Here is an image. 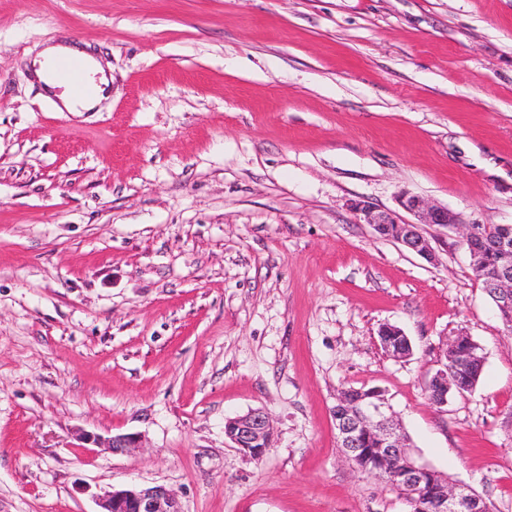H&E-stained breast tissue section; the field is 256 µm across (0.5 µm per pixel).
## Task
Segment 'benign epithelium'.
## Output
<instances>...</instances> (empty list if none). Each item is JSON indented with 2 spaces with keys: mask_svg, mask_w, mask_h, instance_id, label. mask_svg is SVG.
Masks as SVG:
<instances>
[{
  "mask_svg": "<svg viewBox=\"0 0 512 512\" xmlns=\"http://www.w3.org/2000/svg\"><path fill=\"white\" fill-rule=\"evenodd\" d=\"M401 206L417 216L419 222H400L392 214L376 211L366 205L358 206V210L363 213L366 223L377 231L394 227L392 240L422 257L431 255L430 242L420 230L422 224L454 227L461 232L464 241L472 239L469 226L460 222L444 207L428 206L414 195L404 196ZM492 287L497 305H512V269L507 267L497 273ZM401 335V329L392 326L380 330L381 344L387 353L398 357L410 354L409 348L400 347L394 340V337ZM433 381L444 387V391L436 394L437 404H446L448 392L453 388L448 368L439 370ZM335 411L338 441L344 454L348 457L373 454L378 462L379 473L384 477H392L398 492L408 502L419 503L425 497L430 499L431 503L423 508V512H486L485 502L474 491L441 477L434 469L415 459L382 391H372L368 401L354 408L348 391L344 390L337 399ZM226 436L245 454L260 458L271 446L270 418L261 409L231 418L227 421ZM364 438L371 439L375 447H361ZM83 440L96 446L104 444L114 453L141 447L140 437L135 434H117L108 439L85 434ZM98 504L100 512H182L176 496L162 485L113 487L98 497Z\"/></svg>",
  "mask_w": 512,
  "mask_h": 512,
  "instance_id": "1",
  "label": "benign epithelium"
}]
</instances>
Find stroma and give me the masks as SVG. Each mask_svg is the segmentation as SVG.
<instances>
[{"instance_id": "1", "label": "stroma", "mask_w": 512, "mask_h": 512, "mask_svg": "<svg viewBox=\"0 0 512 512\" xmlns=\"http://www.w3.org/2000/svg\"><path fill=\"white\" fill-rule=\"evenodd\" d=\"M61 42L111 79L93 111L42 95ZM405 194L512 224V0H0V512L127 485L182 512H409L338 446L337 397L370 387L421 463L512 512V333L456 229L422 225L426 259L365 223L412 221ZM458 336L482 373L439 406ZM253 409L259 459L224 434ZM81 439L93 443L96 447L103 443L107 446L106 448H112V452L115 453H123L134 448H142L140 437L136 434H117L112 435V437L108 439L96 435L83 434Z\"/></svg>"}]
</instances>
